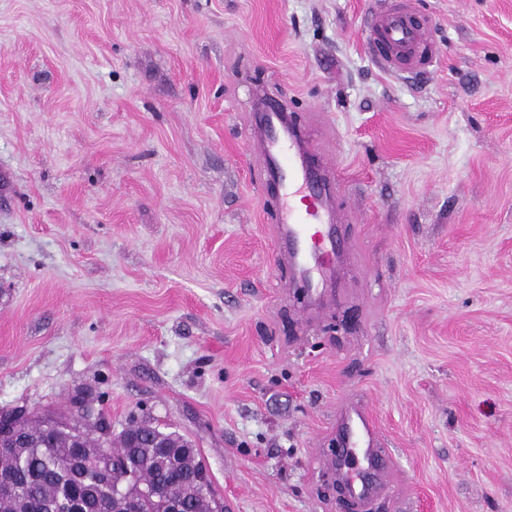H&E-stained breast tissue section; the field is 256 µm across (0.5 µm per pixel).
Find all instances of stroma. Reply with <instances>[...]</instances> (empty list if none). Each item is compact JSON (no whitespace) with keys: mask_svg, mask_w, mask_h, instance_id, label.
I'll use <instances>...</instances> for the list:
<instances>
[{"mask_svg":"<svg viewBox=\"0 0 512 512\" xmlns=\"http://www.w3.org/2000/svg\"><path fill=\"white\" fill-rule=\"evenodd\" d=\"M0 0V409L76 401L191 441L224 512H341L336 413L393 465L357 512H512V0ZM333 161L350 249L284 287L253 98ZM368 50L386 71L415 72L433 64V21L414 0H377L366 17Z\"/></svg>","mask_w":512,"mask_h":512,"instance_id":"1","label":"stroma"}]
</instances>
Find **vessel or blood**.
Returning <instances> with one entry per match:
<instances>
[{"instance_id":"obj_1","label":"vessel or blood","mask_w":512,"mask_h":512,"mask_svg":"<svg viewBox=\"0 0 512 512\" xmlns=\"http://www.w3.org/2000/svg\"><path fill=\"white\" fill-rule=\"evenodd\" d=\"M368 50L387 71L415 72L432 65L433 21L421 14L414 0H376L366 17ZM251 132L267 182L278 184L275 239L288 258V281L302 288L309 304L324 301L342 265V243L336 235L338 188L314 162L318 152L280 104L259 98ZM338 440L346 449L339 464L357 471L351 492L358 501L385 493L391 465H380L375 448L380 437L369 412L348 406L336 421Z\"/></svg>"}]
</instances>
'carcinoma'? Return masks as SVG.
Returning <instances> with one entry per match:
<instances>
[{"label": "carcinoma", "instance_id": "carcinoma-1", "mask_svg": "<svg viewBox=\"0 0 512 512\" xmlns=\"http://www.w3.org/2000/svg\"><path fill=\"white\" fill-rule=\"evenodd\" d=\"M11 447L0 449V485L13 493L0 496V512H166L178 500L186 512H212L209 471L196 449L185 453L182 436L142 425L148 433L139 448L117 446L113 479L127 481L126 495L112 498L99 471H84L79 461L94 451L78 438L79 428L66 414L34 420L14 416ZM160 437L177 447L169 455L153 447Z\"/></svg>", "mask_w": 512, "mask_h": 512}]
</instances>
